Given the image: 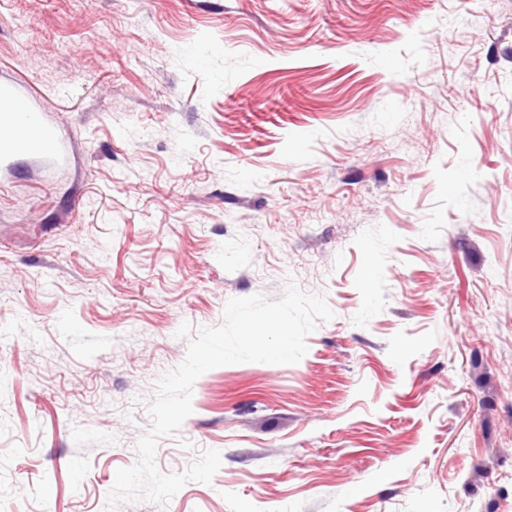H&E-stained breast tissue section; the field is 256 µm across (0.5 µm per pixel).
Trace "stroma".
I'll return each mask as SVG.
<instances>
[{
    "instance_id": "35a3bbf8",
    "label": "stroma",
    "mask_w": 512,
    "mask_h": 512,
    "mask_svg": "<svg viewBox=\"0 0 512 512\" xmlns=\"http://www.w3.org/2000/svg\"><path fill=\"white\" fill-rule=\"evenodd\" d=\"M0 512H105L229 299L334 312L216 367L165 512H512V0H0ZM0 94L8 100L15 101L19 107L16 112H4L15 110V106L11 102L0 100V112H4L0 114V125L13 132L15 141H24L30 126H37L42 130L43 123L40 113L29 109L21 98L16 97L14 99L6 90L3 92L0 90ZM39 129H33L29 132L27 142L19 146L20 150H27L28 147H33L41 142L42 133Z\"/></svg>"
}]
</instances>
